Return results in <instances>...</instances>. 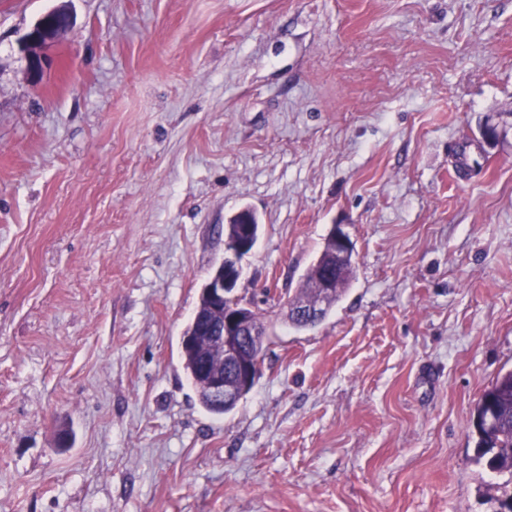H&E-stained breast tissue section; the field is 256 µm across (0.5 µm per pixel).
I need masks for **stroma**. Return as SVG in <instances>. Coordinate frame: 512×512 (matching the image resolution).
<instances>
[{
    "label": "stroma",
    "instance_id": "stroma-1",
    "mask_svg": "<svg viewBox=\"0 0 512 512\" xmlns=\"http://www.w3.org/2000/svg\"><path fill=\"white\" fill-rule=\"evenodd\" d=\"M245 208L269 337L218 417L181 336ZM335 224L350 286L294 329ZM510 369L512 0H0V512H491ZM71 24L69 12L55 9L41 16L33 27L21 38L20 47L25 53L31 77L37 80L43 68V59L38 52L50 45L56 36ZM472 426L477 436V464L496 473L499 482L485 484L484 498L498 509L503 500L512 498V370L498 376L478 400L472 413Z\"/></svg>",
    "mask_w": 512,
    "mask_h": 512
}]
</instances>
